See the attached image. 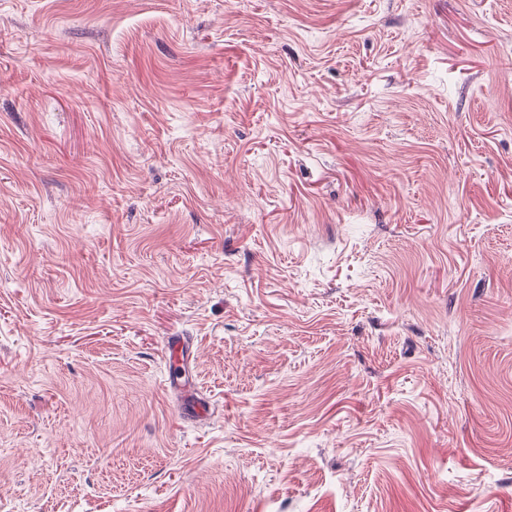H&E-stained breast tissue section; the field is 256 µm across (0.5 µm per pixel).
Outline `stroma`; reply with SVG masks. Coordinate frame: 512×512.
Wrapping results in <instances>:
<instances>
[{
	"mask_svg": "<svg viewBox=\"0 0 512 512\" xmlns=\"http://www.w3.org/2000/svg\"><path fill=\"white\" fill-rule=\"evenodd\" d=\"M0 512H512V0H0ZM188 356L183 353L180 341L172 340L166 347L167 378L166 384L170 389L186 391L188 389L183 381L182 371L187 364Z\"/></svg>",
	"mask_w": 512,
	"mask_h": 512,
	"instance_id": "obj_1",
	"label": "stroma"
}]
</instances>
